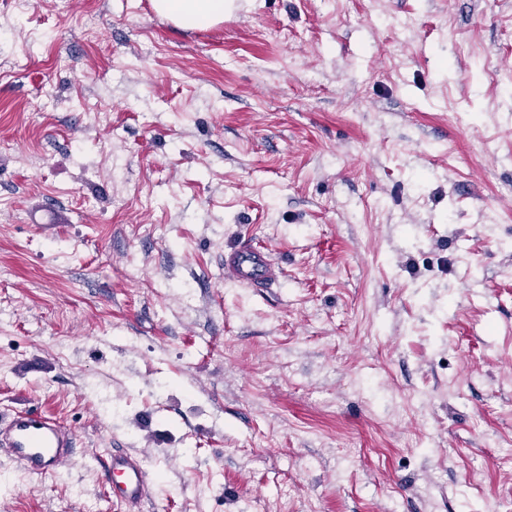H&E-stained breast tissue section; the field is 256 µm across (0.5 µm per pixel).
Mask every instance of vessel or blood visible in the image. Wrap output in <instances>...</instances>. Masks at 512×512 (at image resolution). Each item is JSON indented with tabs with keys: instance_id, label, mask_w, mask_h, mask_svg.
Here are the masks:
<instances>
[{
	"instance_id": "1",
	"label": "vessel or blood",
	"mask_w": 512,
	"mask_h": 512,
	"mask_svg": "<svg viewBox=\"0 0 512 512\" xmlns=\"http://www.w3.org/2000/svg\"><path fill=\"white\" fill-rule=\"evenodd\" d=\"M281 269L267 245L239 244L224 252V280L248 288L264 289L278 283ZM76 447L72 430L57 417L29 408L0 415V448L32 476L54 475L71 460ZM112 484V497L128 512L148 497L150 478L140 458L127 450H112L100 461Z\"/></svg>"
}]
</instances>
